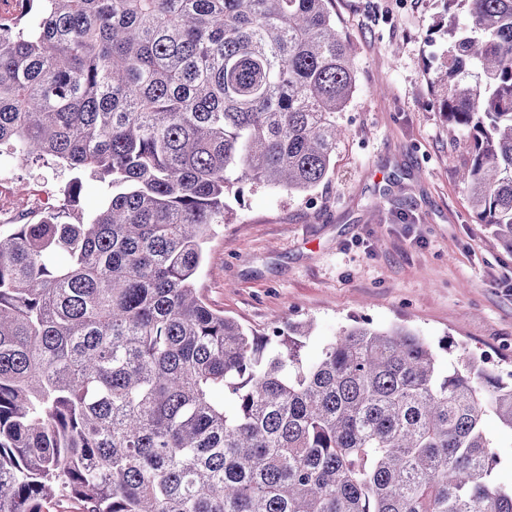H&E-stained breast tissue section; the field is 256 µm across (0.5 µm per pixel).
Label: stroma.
<instances>
[{"instance_id":"35a3bbf8","label":"stroma","mask_w":512,"mask_h":512,"mask_svg":"<svg viewBox=\"0 0 512 512\" xmlns=\"http://www.w3.org/2000/svg\"><path fill=\"white\" fill-rule=\"evenodd\" d=\"M356 89L338 122L329 179L309 193L244 186L206 247L209 306L255 334L274 316L310 321L305 353L352 321L406 325L512 372V249L476 223L457 172L469 160L430 79L448 48L440 0H331ZM67 172L14 163L10 192L48 188L65 209Z\"/></svg>"}]
</instances>
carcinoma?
Instances as JSON below:
<instances>
[{
	"label": "carcinoma",
	"instance_id": "obj_1",
	"mask_svg": "<svg viewBox=\"0 0 512 512\" xmlns=\"http://www.w3.org/2000/svg\"><path fill=\"white\" fill-rule=\"evenodd\" d=\"M0 150L112 189L0 233V512H512V373L405 325L249 333L198 288L243 186L307 193L355 90L329 0H18ZM431 85L512 249V0H443ZM489 431L492 434V436L494 437L495 441L498 442L499 445L502 447V448H496V450L500 456V459H501V463L497 468V475L502 480L510 482L511 474H512V469H511L512 447H510L511 446L510 437L505 436V435H500L499 429L494 422L489 423Z\"/></svg>",
	"mask_w": 512,
	"mask_h": 512
}]
</instances>
